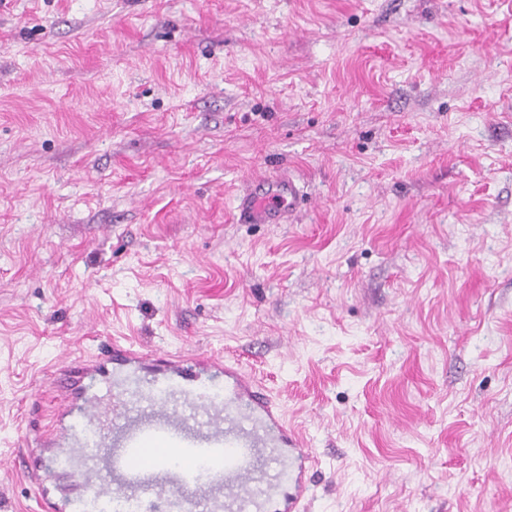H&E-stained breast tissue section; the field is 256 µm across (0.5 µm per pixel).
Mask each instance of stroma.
I'll return each mask as SVG.
<instances>
[{
    "label": "stroma",
    "mask_w": 512,
    "mask_h": 512,
    "mask_svg": "<svg viewBox=\"0 0 512 512\" xmlns=\"http://www.w3.org/2000/svg\"><path fill=\"white\" fill-rule=\"evenodd\" d=\"M115 340L278 394L305 512H512V0H0V458ZM301 196L291 176L261 174L237 197L235 209L244 224H288Z\"/></svg>",
    "instance_id": "35a3bbf8"
}]
</instances>
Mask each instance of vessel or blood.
Wrapping results in <instances>:
<instances>
[{
    "label": "vessel or blood",
    "instance_id": "obj_1",
    "mask_svg": "<svg viewBox=\"0 0 512 512\" xmlns=\"http://www.w3.org/2000/svg\"><path fill=\"white\" fill-rule=\"evenodd\" d=\"M301 201L289 175L261 174L236 200L246 224L288 223ZM65 423L32 474L63 464L86 497L137 512H301L315 459L266 390L219 358L108 346L60 374Z\"/></svg>",
    "mask_w": 512,
    "mask_h": 512
}]
</instances>
